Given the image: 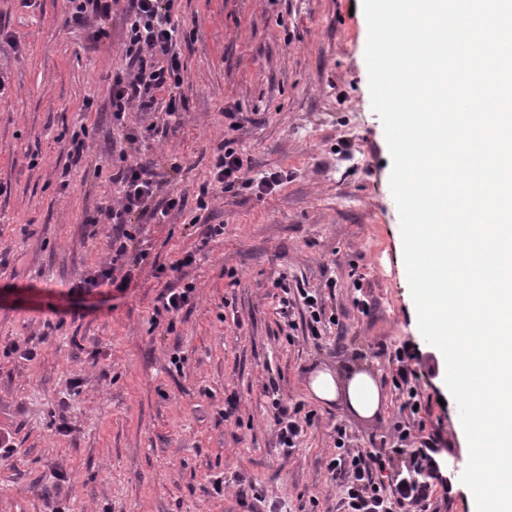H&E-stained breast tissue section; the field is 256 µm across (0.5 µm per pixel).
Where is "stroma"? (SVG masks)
<instances>
[{
	"label": "stroma",
	"instance_id": "stroma-1",
	"mask_svg": "<svg viewBox=\"0 0 512 512\" xmlns=\"http://www.w3.org/2000/svg\"><path fill=\"white\" fill-rule=\"evenodd\" d=\"M127 6L113 5L110 36L95 44L68 25V0H0V427L16 443L0 455V512H50L57 501L72 512H240L238 491L249 486L276 512H338L335 428L346 427L353 448L395 446L403 398L387 354L404 344L420 356L425 429L452 441L440 512H473L446 365L419 331L404 274L362 0H175L184 107L174 116L132 109L119 128L110 89L125 65ZM229 105L245 116L236 137L253 172L288 178L261 198L212 189L201 210ZM82 127L84 162L62 179L65 143ZM125 128L137 143L123 139ZM123 151L179 163L174 190L186 204L145 225L146 257L125 296L104 286L79 295L73 286L110 255L111 225L86 221L116 201L111 176ZM207 224L224 233L205 244ZM191 251V304L153 324L168 283L156 268ZM280 281L322 290L338 325L315 339L300 304L286 325ZM358 296L368 312L354 307ZM26 341L30 361L15 351ZM348 363L375 375L387 397L381 417L310 397L316 366ZM231 397L238 410L227 421L220 412ZM277 400L313 415L289 455L274 431Z\"/></svg>",
	"mask_w": 512,
	"mask_h": 512
}]
</instances>
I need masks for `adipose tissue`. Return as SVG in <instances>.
I'll list each match as a JSON object with an SVG mask.
<instances>
[{"label": "adipose tissue", "mask_w": 512, "mask_h": 512, "mask_svg": "<svg viewBox=\"0 0 512 512\" xmlns=\"http://www.w3.org/2000/svg\"><path fill=\"white\" fill-rule=\"evenodd\" d=\"M314 398L345 408L363 419L380 415L385 397L370 373L348 366L336 370L320 367L310 375Z\"/></svg>", "instance_id": "adipose-tissue-1"}]
</instances>
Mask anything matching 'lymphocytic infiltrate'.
I'll list each match as a JSON object with an SVG mask.
<instances>
[{
	"mask_svg": "<svg viewBox=\"0 0 512 512\" xmlns=\"http://www.w3.org/2000/svg\"><path fill=\"white\" fill-rule=\"evenodd\" d=\"M114 0H69L70 23L77 27H90L89 38L98 43L108 38L107 22L112 17ZM173 0H129L127 12L128 39L125 45L126 67L112 79L111 106L114 121H122L132 107L150 111L156 104V91L167 90L165 112L173 116L181 112L182 98L178 92L182 63L176 50L179 31L173 24ZM230 134L225 137L214 159L211 171L213 182L223 192L238 194L251 189L258 195L275 191L283 182L281 172H264L249 177L245 174L248 160L234 136L241 123L237 112L225 110ZM180 169L171 164L162 169L152 160L123 162L112 175L120 188L115 205L106 207L103 215L112 226L109 261L79 282L75 293L88 295L107 285L118 293H125L134 280V272L143 255L133 249L144 220L156 218L159 211L182 208L184 199L172 190V175ZM396 364L393 378L396 388L403 394L401 412L407 416L398 426L399 447L349 448L345 445L346 432L336 431V455L329 467L340 479L343 496L341 512H431L435 502L434 489L444 478L434 458L448 442L441 432L426 435L417 433L420 394L412 383V363L416 356L401 346L390 355ZM408 457L404 469L391 470L394 457Z\"/></svg>",
	"mask_w": 512,
	"mask_h": 512,
	"instance_id": "obj_1",
	"label": "lymphocytic infiltrate"
}]
</instances>
